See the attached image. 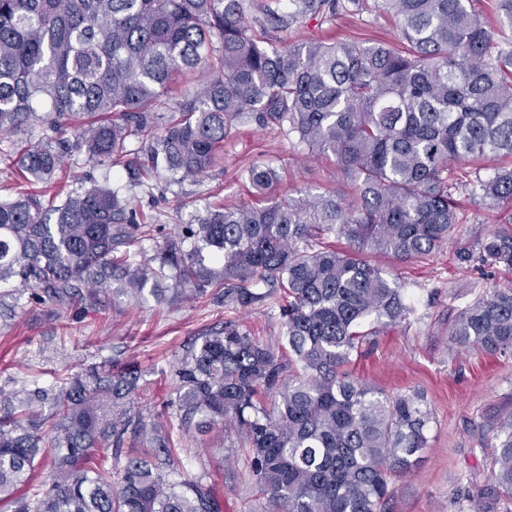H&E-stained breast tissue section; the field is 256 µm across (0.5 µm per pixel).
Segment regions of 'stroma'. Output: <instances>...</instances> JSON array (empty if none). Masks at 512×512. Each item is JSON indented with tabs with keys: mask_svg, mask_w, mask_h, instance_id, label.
<instances>
[{
	"mask_svg": "<svg viewBox=\"0 0 512 512\" xmlns=\"http://www.w3.org/2000/svg\"><path fill=\"white\" fill-rule=\"evenodd\" d=\"M281 37L288 43L317 39L403 46L397 20L373 7L339 13L335 21L320 26L297 24ZM266 162L279 173L277 193L350 192L334 157L306 159L279 130L242 124L225 142L221 165L197 182L156 195L155 210L166 232L191 222L213 197L223 198L228 206L250 201L242 170ZM459 200L461 231L469 238L489 233L512 214L510 206L492 207L464 193ZM450 258L447 249L423 263L381 254L371 257L388 276L409 281L406 301L415 312L409 322L373 337L351 369L390 394L422 392L434 413L429 446L411 474L392 481L387 512H460L473 491L472 476L482 472L494 452L486 420L512 409V356L491 357L476 348L448 353L449 307L472 302L492 285L512 283V274L500 271L488 280L474 271H460ZM228 319L268 342L275 341L280 331L278 312L264 306L231 313L203 299L159 307L149 298L138 307L121 303L100 314L74 309L56 314L23 297L15 319L0 324V389L51 388L90 363L134 360L150 386L143 414H169L177 403L173 371L186 348L195 337ZM176 448V461L186 478L208 472L223 512H266L233 434L215 432L203 441L186 435Z\"/></svg>",
	"mask_w": 512,
	"mask_h": 512,
	"instance_id": "35a3bbf8",
	"label": "stroma"
}]
</instances>
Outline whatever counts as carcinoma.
I'll return each mask as SVG.
<instances>
[{
  "label": "carcinoma",
  "instance_id": "1",
  "mask_svg": "<svg viewBox=\"0 0 512 512\" xmlns=\"http://www.w3.org/2000/svg\"><path fill=\"white\" fill-rule=\"evenodd\" d=\"M0 0V133L51 136L0 151L34 185L0 196V285L56 310L105 312L207 299L227 310L277 305V342L231 322L198 337L175 371L176 412L146 417L137 364L92 363L51 389L0 391V503L12 512H222L205 476L174 468L175 433L229 428L248 451L270 512H385L390 484L428 447L424 395L386 394L346 370L368 337L410 319L405 283L365 253L427 260L456 243L459 268L512 273V224L459 239L456 193L512 204V165L462 180L453 165L512 158V0L495 22L478 0H376L399 21L385 43L273 46L253 34L336 20L338 0ZM254 121L331 155L348 199L271 196L269 165L243 170L264 204L210 203L147 256L162 228L120 187L47 194L84 156L106 166L136 143L132 175L149 198L224 158ZM345 239L342 251L333 240ZM454 348L512 356V285L448 317ZM489 474L475 512L512 499V415L492 419ZM137 453L112 478L107 459ZM49 475L23 493L36 469Z\"/></svg>",
  "mask_w": 512,
  "mask_h": 512
}]
</instances>
